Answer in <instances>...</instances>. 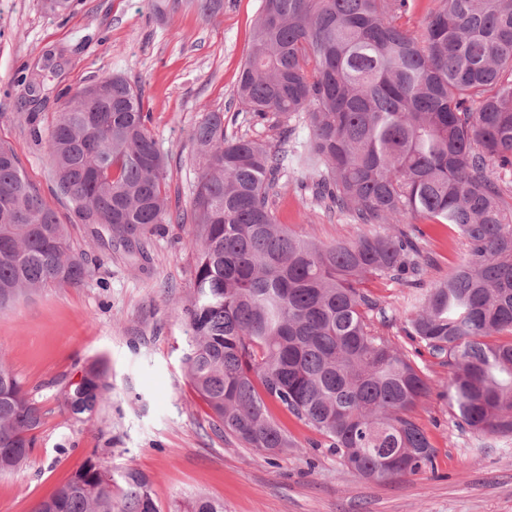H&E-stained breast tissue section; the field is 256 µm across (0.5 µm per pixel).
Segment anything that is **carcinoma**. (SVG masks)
<instances>
[{
  "instance_id": "carcinoma-1",
  "label": "carcinoma",
  "mask_w": 512,
  "mask_h": 512,
  "mask_svg": "<svg viewBox=\"0 0 512 512\" xmlns=\"http://www.w3.org/2000/svg\"><path fill=\"white\" fill-rule=\"evenodd\" d=\"M407 0H262L236 88L242 110L309 136L288 150L224 135V113L195 130L202 162L190 216L170 212L165 162L143 92L120 75L65 102L48 133L59 191L86 224L126 246L157 224H192L193 294L181 308L187 377L212 426L278 455L295 447L277 407L327 441L350 473L374 481L436 466L412 411L432 390L409 353L372 327L385 313L370 277L423 284L429 257L408 216L446 224L467 257L414 296L402 331L451 367L457 425L512 437V206L491 170L512 172V0H440L419 32L393 23ZM360 224L352 242L303 240L277 222L278 174ZM89 276L65 225L0 140V307ZM90 367L65 405L103 399ZM38 403L0 360V473L25 466ZM91 453L33 512H159L151 480ZM176 512H224L198 496Z\"/></svg>"
}]
</instances>
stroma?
Segmentation results:
<instances>
[{
    "mask_svg": "<svg viewBox=\"0 0 512 512\" xmlns=\"http://www.w3.org/2000/svg\"><path fill=\"white\" fill-rule=\"evenodd\" d=\"M260 5L224 0L206 17L183 0H76L57 16L40 0H0V140L66 224L90 271L81 285L45 288L0 311V358L43 413L31 461L0 474V512H32L92 454L112 472L148 474L161 512L199 494L224 512H512V439L460 429L438 392L450 369L425 352L416 362L434 389L414 416L437 452L436 471L364 479L329 448L312 447L314 431L281 411L276 417L296 443L285 455L215 432L186 376V325L175 314L192 291L190 225H162L130 252L107 246L57 187L48 141L32 136L26 117L37 113L49 131L67 94L106 74L125 77L149 103L170 210L190 209L194 131L204 110L223 112L227 135L280 146L274 117H251L235 94ZM273 209L295 236L325 244L387 230L329 211L291 173L281 177ZM412 222L434 259L428 281L447 277L465 256L464 239L445 224ZM368 290L386 307L371 322L405 344L409 289L378 279ZM92 363L103 368L109 391L94 413L76 416L64 397Z\"/></svg>",
    "mask_w": 512,
    "mask_h": 512,
    "instance_id": "35a3bbf8",
    "label": "stroma"
}]
</instances>
